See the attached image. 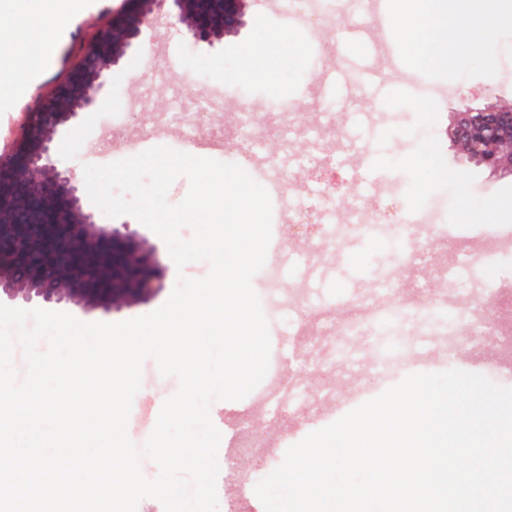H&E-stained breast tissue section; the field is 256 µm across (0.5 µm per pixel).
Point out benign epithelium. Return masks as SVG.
<instances>
[{"mask_svg":"<svg viewBox=\"0 0 512 512\" xmlns=\"http://www.w3.org/2000/svg\"><path fill=\"white\" fill-rule=\"evenodd\" d=\"M250 0H122L111 23L84 51L65 81L28 114L26 131L0 155V218L12 232L0 235V302L72 303L83 309L119 310L146 302L162 289L157 249L129 224H102L83 206L70 170L60 165L56 139L94 111L111 91L112 68L144 49V34L161 14L185 36L213 46L240 34ZM446 134L455 150L491 175L512 177V149H495L512 137V104L499 100L452 113ZM69 272V286L56 278Z\"/></svg>","mask_w":512,"mask_h":512,"instance_id":"7a95c632","label":"benign epithelium"}]
</instances>
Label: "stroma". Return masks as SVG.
Masks as SVG:
<instances>
[{"label":"stroma","mask_w":512,"mask_h":512,"mask_svg":"<svg viewBox=\"0 0 512 512\" xmlns=\"http://www.w3.org/2000/svg\"><path fill=\"white\" fill-rule=\"evenodd\" d=\"M119 0H79L64 22L45 20L47 59L17 76L7 96H0V152L23 131L27 114L81 60L86 44L107 25ZM376 6L351 10L338 0L335 14L301 26L288 16V0H251L242 32L210 47L186 39L180 25L160 20L148 29L147 54L130 55L112 72V91L101 110L85 113L57 140V156L77 183L83 167L106 165L155 146L203 155L252 170L278 167L280 189L272 198V238L266 268L281 271L277 283L257 272L252 286L268 321L270 350L287 353L296 331L315 343L323 331L337 334L335 349L306 355L294 384L296 392L280 401L281 382L265 379L239 401H216L210 416L221 433V448L237 457L217 477L219 503L231 500L238 474L248 469L258 483L283 461L286 450L306 435L337 421L363 402L395 385L377 366L378 352L390 343H371L365 336H344L340 326L348 299H378L377 285L391 280V303L408 313L403 374L458 369L487 376L512 387V352L499 347H459L455 332L472 317H495L512 331V178L489 175L459 156L445 135L453 112L461 109V90L470 106L492 98L512 101V25L503 27L495 46L483 57L462 53L453 69L420 62L418 84L405 83L411 60L395 51L384 16ZM261 63L277 74L270 82L247 75ZM209 104L207 126L194 110H180L177 91ZM295 95L294 109L277 110V102ZM181 111L174 126L159 127L157 114ZM326 139L334 158V179L343 192L332 211L312 206L319 188L308 144ZM411 198L403 221L413 235L400 247L384 238L392 223L379 217L385 199ZM506 204L507 218L495 224L473 221L489 204ZM359 209L366 232L331 239L329 231ZM292 224H313V238H293ZM443 226L439 235L430 228ZM164 266L163 287L149 301L117 312L85 310L67 304L63 310L82 322H119L148 314L173 292L179 274L206 275L207 261L177 270L166 244L147 232ZM489 254L491 264L478 270L460 262L459 247ZM323 313L329 329L316 326ZM453 317L450 334L426 336L424 322L438 315ZM150 393L135 397L129 436L143 445L161 406L159 397L179 388L176 377L162 376L154 360L142 367ZM278 421H271V407Z\"/></svg>","instance_id":"stroma-1"}]
</instances>
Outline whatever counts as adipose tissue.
I'll return each instance as SVG.
<instances>
[{"label": "adipose tissue", "instance_id": "obj_1", "mask_svg": "<svg viewBox=\"0 0 512 512\" xmlns=\"http://www.w3.org/2000/svg\"><path fill=\"white\" fill-rule=\"evenodd\" d=\"M506 21L512 0H411L389 30L412 58L447 65L459 49L483 55Z\"/></svg>", "mask_w": 512, "mask_h": 512}]
</instances>
